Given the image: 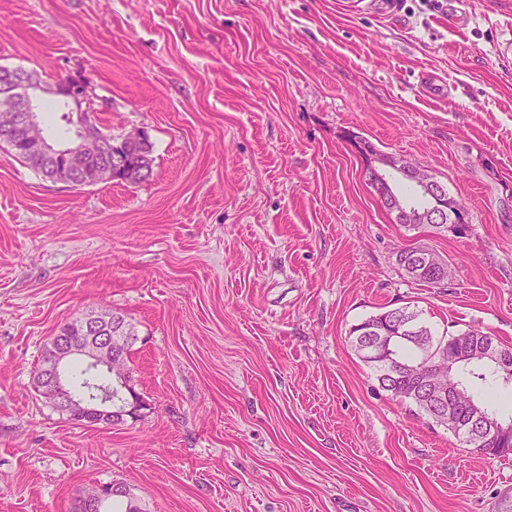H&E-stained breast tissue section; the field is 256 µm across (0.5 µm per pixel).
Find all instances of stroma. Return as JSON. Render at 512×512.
<instances>
[{"mask_svg": "<svg viewBox=\"0 0 512 512\" xmlns=\"http://www.w3.org/2000/svg\"><path fill=\"white\" fill-rule=\"evenodd\" d=\"M0 0V66L84 79L152 173L81 189L0 143V512H512V456L382 390L354 324L408 306L512 346V0ZM427 167L459 236L395 223L351 138ZM443 256L442 288L399 251ZM137 339L139 418L59 413L35 370L100 308Z\"/></svg>", "mask_w": 512, "mask_h": 512, "instance_id": "stroma-1", "label": "stroma"}]
</instances>
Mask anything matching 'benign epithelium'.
<instances>
[{"label": "benign epithelium", "mask_w": 512, "mask_h": 512, "mask_svg": "<svg viewBox=\"0 0 512 512\" xmlns=\"http://www.w3.org/2000/svg\"><path fill=\"white\" fill-rule=\"evenodd\" d=\"M50 92L60 102L66 112L77 116L76 132L72 141L60 151L64 158L66 184L79 186L77 179L84 172L85 159L91 154H102L105 163L99 176L105 181H121L128 174L130 163L134 162L143 175H150V168L144 161L137 158L133 149L140 145L145 132L137 131L125 135L117 145L112 141L95 134L90 126L82 121L84 109L82 104H90L87 98L86 84L81 79H67L47 89L32 79L29 73H18L11 68L0 71V102L11 107V114L4 128L14 132L15 137L33 145L40 157L49 165L53 164L55 154L45 143L39 112L35 102L43 94ZM365 169L369 180L376 189L381 202L390 203L389 212L399 224H445L448 214L455 213V223L465 222L464 209L458 202L448 203V195L444 194L445 186L437 181L430 171L402 158L382 159L376 154L365 155ZM403 181L411 184L417 193L429 202L426 208H414L403 198L394 195L392 183ZM420 264L440 272L446 262L434 251L420 248L416 251ZM86 338L82 340L59 341L56 367L43 376L44 392L50 394L57 406L61 407L69 417L85 422L109 420L116 409L112 408L111 394L101 392L94 397H79L71 394L58 373V366L72 359H81L89 363L105 361L110 370L109 377L124 378L127 365L124 362L122 348L127 336L124 327L118 323L117 317L110 312H97L78 320ZM410 333L404 322L386 320L382 326H374L367 331L369 350L391 361V346L396 337ZM468 354L483 360H490L499 365L506 374L512 373V356L504 352L493 338H487L474 348L458 349L448 354L443 353L436 360L439 365L452 368ZM423 395L429 397L433 405L441 412L445 411L449 400V392L435 389L429 377L421 379ZM144 409L139 394L131 387L125 392V404L121 409V417L135 419ZM466 434L480 440L504 437L508 428L497 423L485 424L482 427L470 422L465 427ZM115 494L114 487L100 486L84 497V507L103 510L105 503Z\"/></svg>", "instance_id": "1"}]
</instances>
